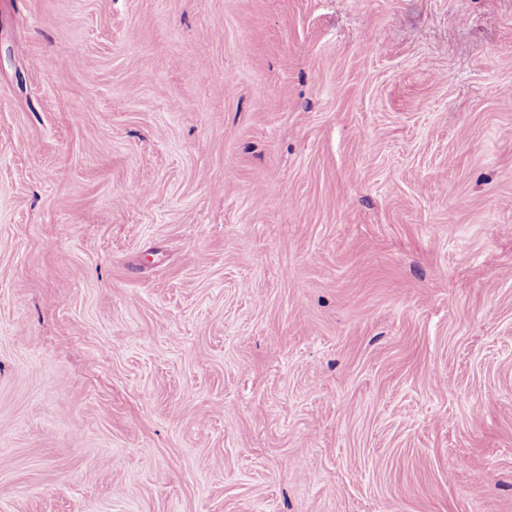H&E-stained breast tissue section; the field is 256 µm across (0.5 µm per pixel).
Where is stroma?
Instances as JSON below:
<instances>
[{"label":"stroma","instance_id":"obj_1","mask_svg":"<svg viewBox=\"0 0 512 512\" xmlns=\"http://www.w3.org/2000/svg\"><path fill=\"white\" fill-rule=\"evenodd\" d=\"M0 512H512V0H0Z\"/></svg>","mask_w":512,"mask_h":512}]
</instances>
